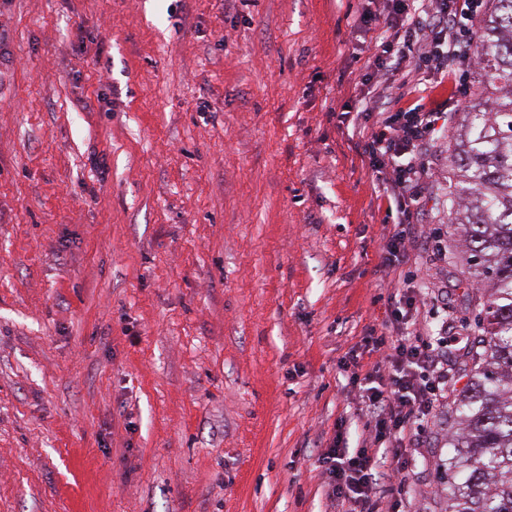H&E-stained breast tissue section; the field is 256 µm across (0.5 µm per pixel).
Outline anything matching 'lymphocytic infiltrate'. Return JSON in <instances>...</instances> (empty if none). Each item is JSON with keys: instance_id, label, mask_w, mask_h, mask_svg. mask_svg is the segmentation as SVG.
I'll return each instance as SVG.
<instances>
[{"instance_id": "f902f5d3", "label": "lymphocytic infiltrate", "mask_w": 512, "mask_h": 512, "mask_svg": "<svg viewBox=\"0 0 512 512\" xmlns=\"http://www.w3.org/2000/svg\"><path fill=\"white\" fill-rule=\"evenodd\" d=\"M433 7L421 20L407 17L385 20L384 34L374 42L375 66L387 61H411L403 73L411 89H418L419 75L439 72L443 80L458 85L453 65L476 60L474 22L477 0H431ZM386 82L366 108L370 126L360 133L361 154L383 175L387 206L403 210L420 206L414 185L423 172L420 147L443 133L448 119L435 104H417L396 116L386 112ZM425 304L419 292L391 299L388 318L373 334L372 349L383 357L353 373L352 383L366 405L364 430L356 448L333 442L319 461L329 502L347 503L351 512H404L411 486L404 471L407 456L425 434L437 404L448 396V371L442 354L444 338H423L420 326ZM393 449L389 467H380V450Z\"/></svg>"}]
</instances>
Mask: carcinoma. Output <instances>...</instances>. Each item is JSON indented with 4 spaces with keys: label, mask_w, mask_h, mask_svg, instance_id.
Returning a JSON list of instances; mask_svg holds the SVG:
<instances>
[{
    "label": "carcinoma",
    "mask_w": 512,
    "mask_h": 512,
    "mask_svg": "<svg viewBox=\"0 0 512 512\" xmlns=\"http://www.w3.org/2000/svg\"><path fill=\"white\" fill-rule=\"evenodd\" d=\"M480 93L455 137L449 223L464 229L471 276L488 290L480 362L456 403L446 512H512V0H488L476 32Z\"/></svg>",
    "instance_id": "obj_1"
}]
</instances>
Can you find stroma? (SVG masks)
Returning a JSON list of instances; mask_svg holds the SVG:
<instances>
[{"instance_id": "35a3bbf8", "label": "stroma", "mask_w": 512, "mask_h": 512, "mask_svg": "<svg viewBox=\"0 0 512 512\" xmlns=\"http://www.w3.org/2000/svg\"><path fill=\"white\" fill-rule=\"evenodd\" d=\"M367 0H0V512H329L365 406L341 362L406 291L345 130ZM448 130L408 248L448 398L407 512H445L484 292L448 221ZM447 253H440L439 244Z\"/></svg>"}]
</instances>
